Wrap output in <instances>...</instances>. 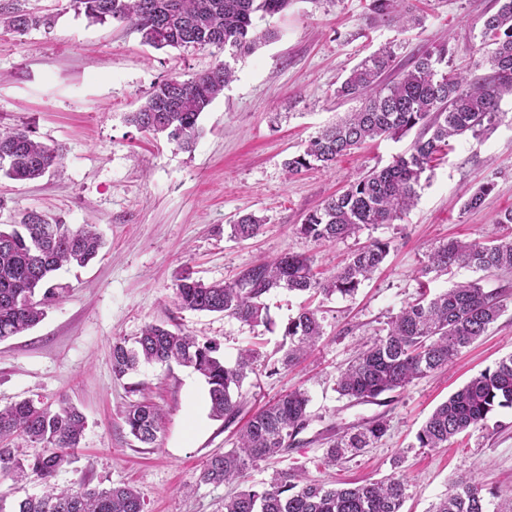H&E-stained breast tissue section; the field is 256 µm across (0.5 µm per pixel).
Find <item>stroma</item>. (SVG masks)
<instances>
[{
	"label": "stroma",
	"instance_id": "1",
	"mask_svg": "<svg viewBox=\"0 0 512 512\" xmlns=\"http://www.w3.org/2000/svg\"><path fill=\"white\" fill-rule=\"evenodd\" d=\"M412 2L424 23L406 33L370 22V0H291L281 14L257 20L258 29L277 28L279 39L235 62L236 78L202 113L203 134L190 153L125 117L155 82L191 78L220 60V53L154 49L122 24L88 19L69 0H28L29 8L54 15L52 28L21 35L0 27V126L29 128L36 141L63 150L61 167L39 179L0 175V224L35 211L52 222L96 225L105 240L94 262L57 272L60 296L35 328L0 342V407L30 398L54 408L75 405L86 418L79 460L58 474L59 485H130L144 499L145 512H223L225 497L238 487L200 483L207 460L233 448L237 431L258 409L299 387L310 398L307 427L284 458L253 464L249 484L265 486L274 470L290 467L302 469L306 479L333 484L397 472L408 481L404 512H431L452 485L469 478L499 498L512 496V408L496 409L448 447L421 448L416 441L438 404L512 354V274L460 266L425 280L419 274L429 247L439 241L473 240L490 230L512 240V224L497 222L512 209V96L501 103L506 117L498 127L452 141L448 154L424 173L420 198L403 220L364 230L356 239L317 245L298 228L350 180L407 151L417 131L371 142L327 171L291 178L284 168L318 130L355 109V102L337 99L336 88L383 45L393 46L396 64L404 68L420 49L444 44L449 68L488 75L479 19L496 10V0ZM487 183L493 189L483 205L465 210L467 196ZM245 213L265 223L257 236L238 240L230 226ZM376 239L389 242V254L354 295L270 294L272 330L181 311L173 302V278L183 267L207 283L231 282L293 252L329 273ZM467 281L500 293L503 313L448 371L414 380L378 402L357 403L337 392L339 370L421 287L437 293ZM306 306L319 308L323 318L315 351L277 374L249 375L234 422L211 416L207 386L191 369L152 364L120 379L112 374L113 341H134L148 323L176 324L219 342L229 364L255 344L278 359L280 326ZM142 382L163 413L151 446L135 440L124 423ZM379 417L387 423L380 441L325 466L331 440Z\"/></svg>",
	"mask_w": 512,
	"mask_h": 512
}]
</instances>
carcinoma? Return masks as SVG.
Here are the masks:
<instances>
[{
  "label": "carcinoma",
  "instance_id": "carcinoma-1",
  "mask_svg": "<svg viewBox=\"0 0 512 512\" xmlns=\"http://www.w3.org/2000/svg\"><path fill=\"white\" fill-rule=\"evenodd\" d=\"M27 0H0V26L17 33L50 28L55 16L32 11ZM88 18L115 21L141 35L156 49L224 51V60L187 80L172 76L156 82L144 104L127 115L128 123L148 133H165L170 142L192 151L202 133L199 118L233 79L232 62L278 37L273 28L257 30L256 14L273 17L288 0H70ZM498 9L481 17L482 45L489 48L491 74L479 79L448 69L443 45L414 57L408 68L395 66L392 47L384 46L363 58L336 88V98L359 106L310 137L302 152L285 162L288 176L311 169H329L355 149L381 138H397L422 125L429 137H419L409 151L382 169H373L350 182L340 194L308 214L299 233L318 245L358 236L379 224L400 221L415 206L421 179L434 156L448 140L467 133L478 137L502 120L500 103L512 95V0H497ZM371 10L387 24L402 29L419 23L410 14V0H372ZM59 150L34 140L25 128H0V174L16 181L34 180L58 167ZM493 186L470 193L467 209H478ZM264 220L245 214L230 225L231 236L249 239ZM105 242L91 224L73 227L50 222L29 211L16 224L0 225V342L36 326L45 308L58 297L54 272L67 265L86 266ZM389 243L374 240L350 253L347 261L327 277L314 271L312 259L284 253L257 265L232 283H205L188 269L177 273L172 285L177 309L218 313L252 327L269 329L272 320L265 298L284 289L329 298L354 294L384 262ZM453 264L482 271L512 270V241L487 235L474 240H449L430 249L421 274L446 271ZM496 293L477 282L458 284L418 298L391 317L383 335L359 351L339 371L337 391L354 401H376L404 389L415 379L437 373L464 348L479 339L501 315ZM287 349L281 365L290 366L323 336L317 308H304L282 327ZM259 351L240 352L228 365L215 340L200 341L185 330L148 324L133 345L119 340L112 346V373L121 379L142 363L175 362L199 374L207 385L211 415L231 421L240 412L233 389L255 371ZM130 406L124 423L130 435L153 444L162 423L158 406L146 396ZM307 392L296 388L258 411L240 431L236 446L212 455L198 482L243 485L224 500V512H403L407 482L396 475L362 484L336 487L307 481L296 469L275 474L268 485H246V470L257 461L288 451L309 421ZM512 408V355L494 368L471 377L435 407L417 433L421 448H443L458 434L483 422L497 408ZM86 418L73 405L52 409L32 399L0 408V478L32 479L38 494L11 497L0 489V512H144L140 493L128 485L97 489L81 482L58 489L57 474L76 462ZM387 432L382 419L370 421L334 440L324 459L327 466L356 455ZM21 437L43 451L25 458L4 442ZM432 512H487L483 488L461 481L433 506Z\"/></svg>",
  "mask_w": 512,
  "mask_h": 512
}]
</instances>
